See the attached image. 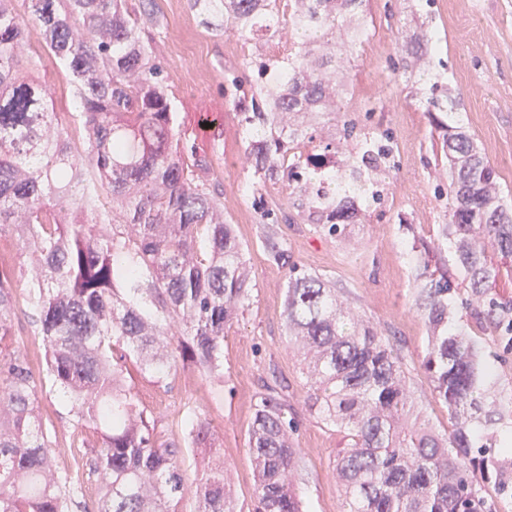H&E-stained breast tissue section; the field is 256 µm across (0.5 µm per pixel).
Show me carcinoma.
Returning a JSON list of instances; mask_svg holds the SVG:
<instances>
[{
  "label": "carcinoma",
  "instance_id": "cac0c4a2",
  "mask_svg": "<svg viewBox=\"0 0 512 512\" xmlns=\"http://www.w3.org/2000/svg\"><path fill=\"white\" fill-rule=\"evenodd\" d=\"M224 5V22L245 41L257 33L289 53L260 61L262 80L246 70L224 73L226 91L245 137L254 189L287 181L299 212L342 236L381 199L395 170L396 141L346 114L343 78L336 75V31L350 26L363 0H196ZM0 0V232L45 269L28 289L45 343L46 373L70 403L79 426L96 434L88 449L103 484L99 512H180L185 484L171 446L158 443L146 420L132 419L138 399L127 386L114 346L146 353L165 338L160 315L182 316L178 356L207 373L224 371V336L251 297L247 259L233 225L220 222V193L211 163L176 127L168 78L146 35L145 22L124 0ZM41 32L48 52L75 86V112L85 141L67 125L54 139L51 97L24 64L27 29ZM426 111L436 114L440 153L448 159L447 194H438L448 223L440 235L455 253V270H432L414 256L417 304L429 327L423 367L437 398L456 420L440 434L417 412L403 358L377 331L345 316L336 289L321 276L292 267L283 300L288 336L305 353L308 400L317 417L344 434L336 458L344 512H491L471 472L484 463L472 449L473 425L492 421L479 388L468 335L448 326L450 296L512 350V301L490 292L503 274L488 250L512 260V209L494 166L466 131L448 125L453 101L439 95L441 75L425 71ZM343 112L339 133L317 140V119ZM193 251L196 262L183 263ZM11 275L0 272V343L9 335ZM172 354L145 359L158 378ZM99 400L87 403L84 392ZM0 512H70L77 487L42 482L52 442L43 431L30 371L0 349ZM288 405L269 387L257 397L249 428L258 512H305L286 476L298 466L288 442ZM187 447L212 448L201 416L186 419ZM155 482H142L143 471ZM195 512H241L224 469L211 468L194 487Z\"/></svg>",
  "mask_w": 512,
  "mask_h": 512
}]
</instances>
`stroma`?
<instances>
[{"instance_id":"obj_1","label":"stroma","mask_w":512,"mask_h":512,"mask_svg":"<svg viewBox=\"0 0 512 512\" xmlns=\"http://www.w3.org/2000/svg\"><path fill=\"white\" fill-rule=\"evenodd\" d=\"M133 13L150 9L157 18L148 33L174 91V109L187 136L212 163L223 192L221 215L233 224L248 250L251 299L224 339V375L212 378L192 365L173 367L155 379L128 361V382L141 409L153 420L160 441L177 446L178 466L185 480L203 467H224L228 484L242 512H255L254 470L248 451V430L255 402L265 386L277 389L294 421L289 435L299 454L293 483L307 512H343V491L336 480V454L345 446L342 433L317 418L309 408V384L296 345L286 333L282 303L291 267L335 282L342 308L354 311L400 352L417 407L440 431L453 422L437 399L422 366L427 327L414 301L411 246L424 248L431 265L451 262L439 234L444 221L435 198L448 185V162L438 158V137L420 101L417 75L425 69L441 73L444 90L456 102L460 125L475 138L496 168L502 192L512 203V0H365L371 41L336 60L348 74L355 94L350 106L358 120L392 131L398 168L381 205L363 223L351 225L342 239L330 237L315 224L304 223L293 206L285 182H269L256 193L244 192L252 178L241 129L224 93V72L241 67L253 56H276L274 43H244L223 17L207 16L195 0H125ZM435 28L441 46L427 52L419 38L423 25ZM373 114H365V105ZM217 120L221 138L202 126ZM272 212L286 256L271 261L264 242V212ZM11 272L15 303L11 313L9 351L23 353L26 342L38 340L37 313L27 290L42 281L44 269L35 258L16 251ZM455 327L474 334L486 378V406L493 410L486 436L495 447L485 449L487 477L477 489L493 512H512V450L503 442L512 433V351L498 336L480 334L460 298L451 301ZM36 404L51 435L80 439L70 406L48 380L36 384ZM205 416L220 455L205 459L184 445L189 414Z\"/></svg>"}]
</instances>
